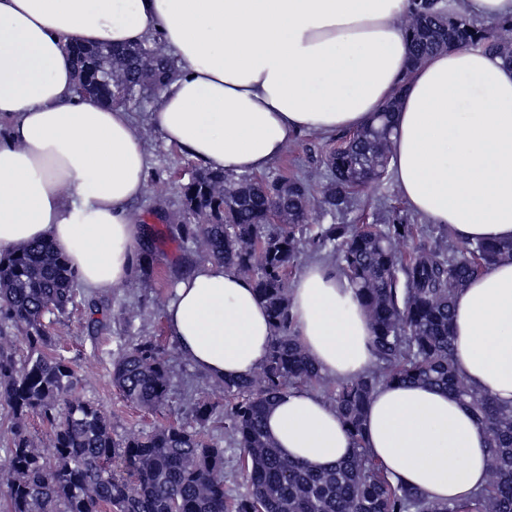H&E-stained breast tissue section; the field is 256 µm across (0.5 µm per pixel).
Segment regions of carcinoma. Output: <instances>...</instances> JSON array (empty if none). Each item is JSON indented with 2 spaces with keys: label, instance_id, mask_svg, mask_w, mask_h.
Here are the masks:
<instances>
[{
  "label": "carcinoma",
  "instance_id": "1",
  "mask_svg": "<svg viewBox=\"0 0 512 512\" xmlns=\"http://www.w3.org/2000/svg\"><path fill=\"white\" fill-rule=\"evenodd\" d=\"M439 0H411L405 27L415 63L441 46L466 43L501 54V31L512 19L479 25ZM74 64L94 86L91 98L111 105L120 90L98 81L104 53L125 75V87H160L169 78L161 62L140 71V47L70 46ZM503 55V54H501ZM506 62L512 57L503 55ZM392 113L378 112L363 127L336 138L326 157L328 177L321 196L290 172L275 178L229 181L205 169L183 187L187 213L183 236L201 242L206 259L250 279L273 322L275 335L263 366L236 380L214 384L224 394V442L237 451L249 484L246 495L224 489V449L203 439L219 417L204 401L194 424H168L149 433L112 437V424L97 404L71 396L77 366L57 352L60 340L47 334L44 318L63 314L82 296L68 260L53 245L37 241L0 256V317L22 334L28 354L20 364L0 350V398L21 420L30 414L50 425L52 454L35 448L22 425L0 466V494L9 512H512V406L471 387L455 366L451 333L455 294L491 265L512 259V241H461L448 253L452 231L436 225L429 246L415 240L422 228L393 212L387 224H320L308 238L315 250L331 248L340 275L357 289L359 304L373 326L375 370L322 388L324 376L295 334L289 313L287 277L300 258L301 236L311 211L325 214L352 208L362 189L387 173L392 152ZM288 210V223H266L267 210ZM112 382L132 404L153 410L169 391L167 362L157 343L141 338L113 365ZM420 384L454 393L475 412L488 434L487 480L466 503L434 502L420 489L393 482L367 452L363 421L374 390L384 384ZM291 389H308L336 407L358 451L319 471L283 457L264 427L267 408ZM118 458L129 478L112 473Z\"/></svg>",
  "mask_w": 512,
  "mask_h": 512
}]
</instances>
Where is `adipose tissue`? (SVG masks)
I'll return each mask as SVG.
<instances>
[{
    "label": "adipose tissue",
    "mask_w": 512,
    "mask_h": 512,
    "mask_svg": "<svg viewBox=\"0 0 512 512\" xmlns=\"http://www.w3.org/2000/svg\"><path fill=\"white\" fill-rule=\"evenodd\" d=\"M408 2L0 0V254L50 241L97 291L131 274L151 153L130 112L76 95L66 47L156 37L175 75L146 122L205 168L262 173L302 133L362 127L399 91L390 169L409 210L464 240H512V64L460 44L408 70ZM290 313L323 375L351 380L373 365L371 324L331 266L302 270ZM165 315L217 381L257 371L274 334L251 281L213 260L180 282ZM452 334L458 372L512 405V260L456 293ZM265 425L314 469L355 452L335 407L308 390L274 402ZM364 436L393 481L430 500L464 502L486 482L487 433L449 392L379 386Z\"/></svg>",
    "instance_id": "1"
}]
</instances>
